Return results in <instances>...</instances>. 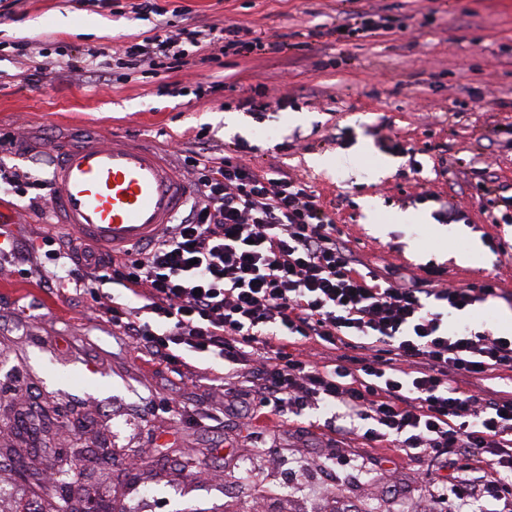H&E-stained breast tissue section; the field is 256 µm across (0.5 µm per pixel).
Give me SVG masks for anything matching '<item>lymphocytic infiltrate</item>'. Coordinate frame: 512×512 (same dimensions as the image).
Returning <instances> with one entry per match:
<instances>
[{
	"mask_svg": "<svg viewBox=\"0 0 512 512\" xmlns=\"http://www.w3.org/2000/svg\"><path fill=\"white\" fill-rule=\"evenodd\" d=\"M244 25L154 35L94 56L74 55L66 68L89 71L95 58L121 56L132 66L177 70L187 47L263 50ZM236 152L202 157L184 150L195 187L184 214L148 248L106 258L77 239L46 237L43 277L78 288L92 310L140 354L178 364L183 354L221 359L245 382L225 411L268 426L303 410L336 411L334 435L362 433L409 458L462 450L486 496L512 495V395L478 391L470 382L512 372V336L448 319L497 296L486 280L428 288L423 278L363 272L333 219L305 182L276 166L258 170ZM0 188L48 212L51 187L32 172L0 165ZM124 302H111L104 285ZM301 337L330 349L320 360L296 357Z\"/></svg>",
	"mask_w": 512,
	"mask_h": 512,
	"instance_id": "1",
	"label": "lymphocytic infiltrate"
}]
</instances>
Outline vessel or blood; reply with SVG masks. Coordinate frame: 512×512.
I'll list each match as a JSON object with an SVG mask.
<instances>
[{
  "label": "vessel or blood",
  "instance_id": "b4317fda",
  "mask_svg": "<svg viewBox=\"0 0 512 512\" xmlns=\"http://www.w3.org/2000/svg\"><path fill=\"white\" fill-rule=\"evenodd\" d=\"M52 166L60 224L105 251L152 242L191 194L167 159L118 136L63 148Z\"/></svg>",
  "mask_w": 512,
  "mask_h": 512
}]
</instances>
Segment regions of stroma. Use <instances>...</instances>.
Returning <instances> with one entry per match:
<instances>
[{"mask_svg": "<svg viewBox=\"0 0 512 512\" xmlns=\"http://www.w3.org/2000/svg\"><path fill=\"white\" fill-rule=\"evenodd\" d=\"M132 3L0 0V135L23 141L0 152V164L36 165L47 178L46 147L91 136L161 151L182 142L203 154L245 139L252 166L277 161L312 187L364 266L417 275L431 267L457 287L495 280L503 298L476 304L471 320L512 331V223L498 220L512 195V0H166L169 30L235 20L266 48L217 61L194 53L179 71L61 70L68 56L153 35L155 17ZM354 12L389 27L355 44L325 35ZM24 43L25 56L16 50ZM35 65L44 77L24 81ZM176 82L205 91L168 95ZM260 85L288 97L261 122L241 107ZM264 128L271 137H259ZM398 143L416 150L420 173ZM480 179L489 189L482 203L471 197ZM424 193L434 201L418 202ZM439 198L454 199L463 221H438ZM53 221L0 192V229L24 253L0 264V512L19 500L50 512L62 458L73 492L98 512H429L426 482L447 475L440 461L356 435L330 439L315 410L277 428L244 425L223 411L239 381L222 361L138 357L105 313L44 283L42 238L64 233ZM494 241L508 253L492 251ZM33 397L48 409L38 445L12 426ZM171 399L224 418L162 412ZM133 458L145 467L126 468Z\"/></svg>", "mask_w": 512, "mask_h": 512, "instance_id": "stroma-1", "label": "stroma"}]
</instances>
